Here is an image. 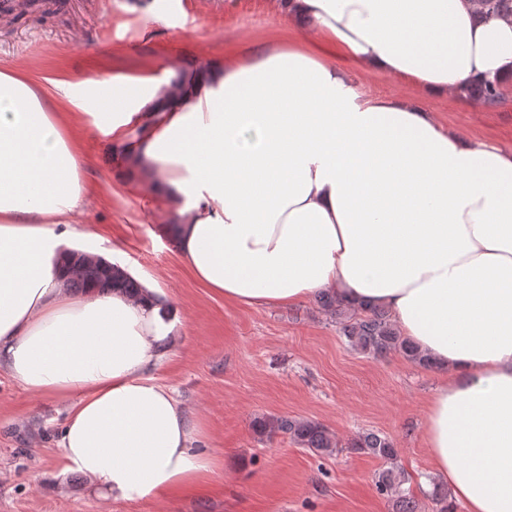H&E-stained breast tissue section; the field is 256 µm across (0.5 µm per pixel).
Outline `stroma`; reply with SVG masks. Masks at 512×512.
<instances>
[{
    "mask_svg": "<svg viewBox=\"0 0 512 512\" xmlns=\"http://www.w3.org/2000/svg\"><path fill=\"white\" fill-rule=\"evenodd\" d=\"M189 28L173 30L158 0H67L45 15H0V70L37 82L65 77L83 96L111 98L112 77L165 76L173 60L220 59L241 42L288 34L274 0H186ZM446 128L512 151V95L492 106L430 101ZM88 187L69 249L89 247L136 278L157 281L181 327L153 375L206 431L200 446L221 463L207 485L170 497L115 501L81 474L62 472L59 432L70 400L25 388L0 368V512H394L377 493L381 460L348 447L362 431L391 438L405 485L422 508L433 488L422 421L443 376L399 354L351 349L316 298L252 309L224 302L192 280L170 250L163 225L174 216L146 189L124 186L121 152L91 118L77 121ZM311 419L340 447L299 448L288 435L259 440L255 417Z\"/></svg>",
    "mask_w": 512,
    "mask_h": 512,
    "instance_id": "obj_1",
    "label": "stroma"
}]
</instances>
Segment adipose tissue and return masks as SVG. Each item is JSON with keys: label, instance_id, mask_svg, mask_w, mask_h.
<instances>
[{"label": "adipose tissue", "instance_id": "obj_1", "mask_svg": "<svg viewBox=\"0 0 512 512\" xmlns=\"http://www.w3.org/2000/svg\"><path fill=\"white\" fill-rule=\"evenodd\" d=\"M277 6L310 23L308 41L115 75L107 112L67 81L0 71V365L72 399L63 469L112 499L194 489L217 465L151 374L177 328L159 288L67 285L62 244L86 195L73 128L90 108L127 184L176 215L170 248L213 295L287 307L328 289L389 310L447 371L423 420L433 474L466 512H512V151L363 91L343 65L458 105L479 81L512 89V18L480 17L477 0Z\"/></svg>", "mask_w": 512, "mask_h": 512}]
</instances>
